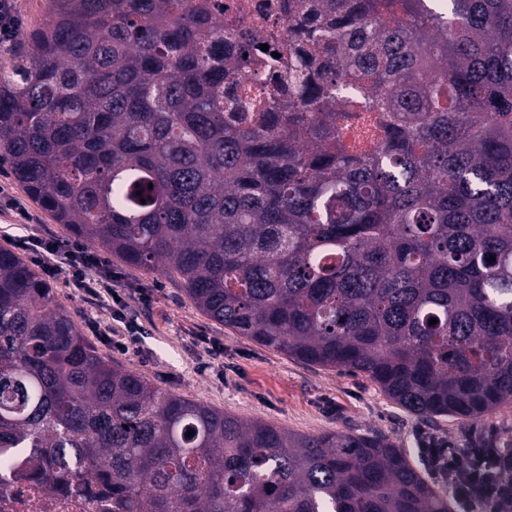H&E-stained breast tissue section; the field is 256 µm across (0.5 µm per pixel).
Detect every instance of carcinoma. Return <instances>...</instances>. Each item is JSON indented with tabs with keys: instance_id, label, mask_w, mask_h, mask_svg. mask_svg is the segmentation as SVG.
<instances>
[{
	"instance_id": "cac0c4a2",
	"label": "carcinoma",
	"mask_w": 512,
	"mask_h": 512,
	"mask_svg": "<svg viewBox=\"0 0 512 512\" xmlns=\"http://www.w3.org/2000/svg\"><path fill=\"white\" fill-rule=\"evenodd\" d=\"M421 2L287 0L292 41L262 51L216 0H48L0 76V164L224 327L478 419L512 401V0ZM354 60L371 154L336 124ZM2 441L14 479L109 512H450L384 436L244 421L101 358L4 247Z\"/></svg>"
}]
</instances>
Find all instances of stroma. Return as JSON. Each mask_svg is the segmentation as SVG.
Segmentation results:
<instances>
[{
	"label": "stroma",
	"instance_id": "stroma-1",
	"mask_svg": "<svg viewBox=\"0 0 512 512\" xmlns=\"http://www.w3.org/2000/svg\"><path fill=\"white\" fill-rule=\"evenodd\" d=\"M18 201L30 221L19 218ZM42 236L72 238L1 168L0 247L12 249L19 238ZM104 269L112 275L115 300H83L63 273L49 282L53 299L102 357L161 389L300 434H379L411 455L421 441L460 444L471 434L498 448L512 444V403L477 420L445 416L428 422L396 405L366 375L303 362L210 320L169 275L110 255ZM117 336L125 339L126 349L113 346Z\"/></svg>",
	"mask_w": 512,
	"mask_h": 512
}]
</instances>
